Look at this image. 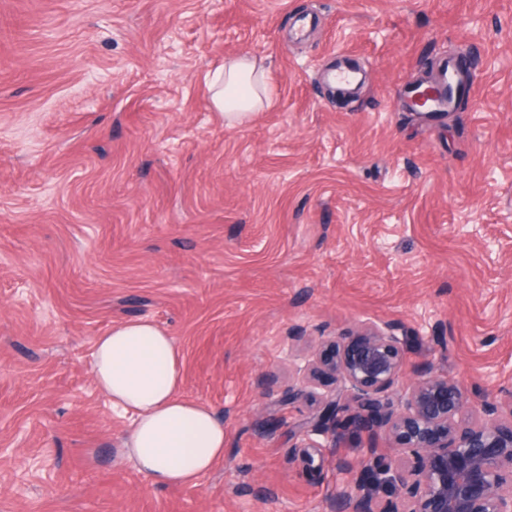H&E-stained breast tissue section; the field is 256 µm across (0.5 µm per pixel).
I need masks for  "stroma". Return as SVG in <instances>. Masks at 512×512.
<instances>
[{
    "label": "stroma",
    "instance_id": "obj_1",
    "mask_svg": "<svg viewBox=\"0 0 512 512\" xmlns=\"http://www.w3.org/2000/svg\"><path fill=\"white\" fill-rule=\"evenodd\" d=\"M467 51L466 109L407 107ZM245 53L273 101L229 127L205 76ZM140 318L224 423L192 486L121 459L94 382ZM361 323L404 337L403 381L512 390V0H0V512H330L392 442L343 432L308 474L288 388Z\"/></svg>",
    "mask_w": 512,
    "mask_h": 512
}]
</instances>
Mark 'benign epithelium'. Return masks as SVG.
Listing matches in <instances>:
<instances>
[{
  "label": "benign epithelium",
  "instance_id": "obj_1",
  "mask_svg": "<svg viewBox=\"0 0 512 512\" xmlns=\"http://www.w3.org/2000/svg\"><path fill=\"white\" fill-rule=\"evenodd\" d=\"M402 350L389 325L342 331L312 348L301 387L288 390L314 405L293 444L309 467V449L349 426L394 441L393 460L370 446L344 467L334 512H512V392L473 407L463 385L440 375L401 387Z\"/></svg>",
  "mask_w": 512,
  "mask_h": 512
}]
</instances>
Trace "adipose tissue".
<instances>
[{"mask_svg": "<svg viewBox=\"0 0 512 512\" xmlns=\"http://www.w3.org/2000/svg\"><path fill=\"white\" fill-rule=\"evenodd\" d=\"M207 87L213 108L231 125L271 103L265 66L247 54L225 60ZM180 358L172 337L147 320L116 324L93 346L98 388L133 417L121 455L157 487L197 483L224 458L223 422L180 394Z\"/></svg>", "mask_w": 512, "mask_h": 512, "instance_id": "1", "label": "adipose tissue"}]
</instances>
